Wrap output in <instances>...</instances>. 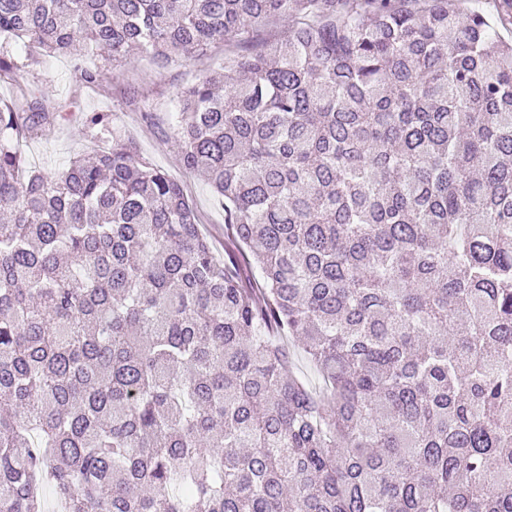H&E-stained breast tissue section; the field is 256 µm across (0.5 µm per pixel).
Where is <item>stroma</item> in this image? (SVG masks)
<instances>
[{
    "instance_id": "stroma-1",
    "label": "stroma",
    "mask_w": 512,
    "mask_h": 512,
    "mask_svg": "<svg viewBox=\"0 0 512 512\" xmlns=\"http://www.w3.org/2000/svg\"><path fill=\"white\" fill-rule=\"evenodd\" d=\"M223 63L224 46L219 43L202 60L165 68L104 62L99 67L100 81L89 85L76 77L73 58L46 53L40 56L38 64L23 72L21 81L44 88L51 98L75 101L80 111L111 113L115 129L132 138L141 154L182 183L206 235L220 248L224 245V211L207 182L186 173L178 161V113L173 94L193 83L200 71ZM90 146V140L82 137L73 121L54 125L48 134L23 143L21 150L29 166L57 173Z\"/></svg>"
}]
</instances>
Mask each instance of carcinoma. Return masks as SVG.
<instances>
[{
	"instance_id": "cac0c4a2",
	"label": "carcinoma",
	"mask_w": 512,
	"mask_h": 512,
	"mask_svg": "<svg viewBox=\"0 0 512 512\" xmlns=\"http://www.w3.org/2000/svg\"><path fill=\"white\" fill-rule=\"evenodd\" d=\"M182 165L0 99V512H512V43L455 0H0V84L43 53L158 68ZM26 41L24 56L12 43ZM302 350L321 380L296 370ZM288 24L281 19H270L254 27V34L251 42L238 46L242 52L263 47L266 43L281 38L287 31ZM78 118L73 122L55 124L46 135H39L23 143L21 150L30 167L47 173L65 170L73 157L93 147L90 139L79 132Z\"/></svg>"
}]
</instances>
